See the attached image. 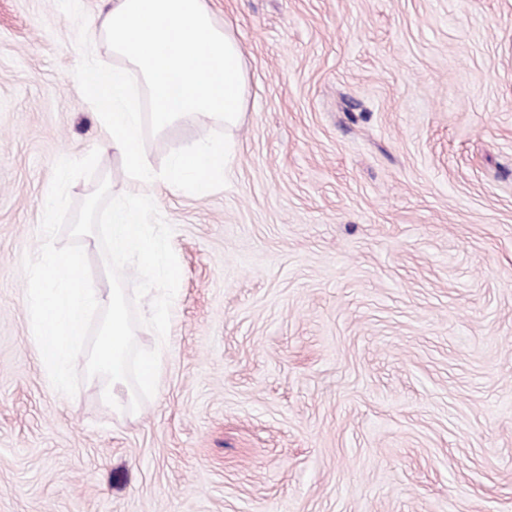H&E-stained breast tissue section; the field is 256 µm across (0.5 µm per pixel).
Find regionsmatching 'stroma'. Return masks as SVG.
I'll list each match as a JSON object with an SVG mask.
<instances>
[{"instance_id":"1","label":"stroma","mask_w":512,"mask_h":512,"mask_svg":"<svg viewBox=\"0 0 512 512\" xmlns=\"http://www.w3.org/2000/svg\"><path fill=\"white\" fill-rule=\"evenodd\" d=\"M244 51L227 184L156 185L162 382L58 394L22 269L55 162L104 138L57 0H0V512H512V0H206ZM121 156L72 184L80 204Z\"/></svg>"}]
</instances>
